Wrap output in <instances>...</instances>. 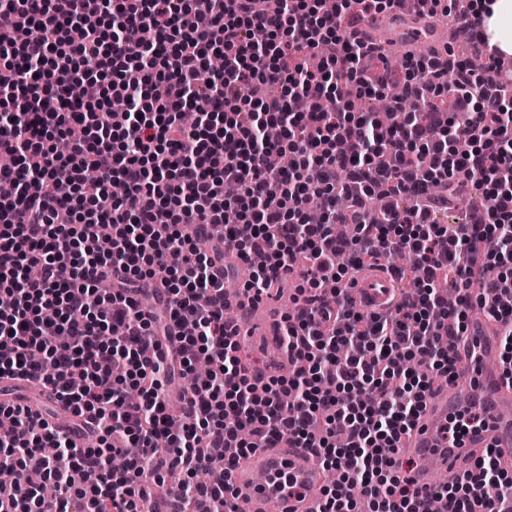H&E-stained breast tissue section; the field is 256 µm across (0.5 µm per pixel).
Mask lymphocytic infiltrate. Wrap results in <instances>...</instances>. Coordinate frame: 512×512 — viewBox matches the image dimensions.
Masks as SVG:
<instances>
[{
  "label": "lymphocytic infiltrate",
  "instance_id": "lymphocytic-infiltrate-1",
  "mask_svg": "<svg viewBox=\"0 0 512 512\" xmlns=\"http://www.w3.org/2000/svg\"><path fill=\"white\" fill-rule=\"evenodd\" d=\"M400 0H0L14 25L0 29V378L41 382L96 445L31 406L0 401V512H145L150 481L179 474L166 512H224L231 474L255 448L288 441L340 472L318 512H512V474L495 454L421 494L394 455L427 399L455 377L448 340L464 336L473 307L500 325L512 382V75L485 83L462 60L406 57L404 95L453 94V111L409 112L397 122L354 110L355 84L375 98L363 59L385 52L349 38L353 10ZM307 50L315 70L286 69ZM224 59L209 70L212 57ZM95 82L97 100L77 87ZM125 102L113 111V100ZM196 120H183L186 108ZM279 141L264 137L266 126ZM295 163L283 168L282 154ZM345 184H337V171ZM125 192L111 199L109 187ZM482 198L473 224H441L448 199L433 184ZM238 188L224 194L225 184ZM419 205L401 208L405 196ZM386 209L369 220L371 197ZM321 219L307 220L310 198ZM353 224L337 239L333 227ZM253 266L245 292L262 295L302 269L296 307L279 345L302 372L281 380L250 365L240 326L224 312V257ZM413 255L424 271L395 265ZM378 268L397 280L380 314L349 296V273ZM447 279V306L434 283ZM151 293L155 307L137 297ZM210 375L169 411L167 385L199 353ZM53 445L54 456L40 453ZM229 449L221 479L200 482L208 447ZM38 468L57 488L27 480Z\"/></svg>",
  "mask_w": 512,
  "mask_h": 512
}]
</instances>
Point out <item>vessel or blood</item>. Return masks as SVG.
I'll return each instance as SVG.
<instances>
[{
    "label": "vessel or blood",
    "mask_w": 512,
    "mask_h": 512,
    "mask_svg": "<svg viewBox=\"0 0 512 512\" xmlns=\"http://www.w3.org/2000/svg\"><path fill=\"white\" fill-rule=\"evenodd\" d=\"M355 40L375 44H398L441 51L445 42L435 20L413 10L394 8L383 13L362 15L349 27ZM224 299L240 304V290L249 273L240 262L224 265ZM300 275L289 276L287 287L276 290L273 299L259 305H243L244 316L256 311L265 314L264 333H277L276 313L280 298H294ZM397 286L391 275L380 269L363 270L357 277L354 294L365 310H385ZM458 376L429 401L409 436L404 437L414 461L412 476L417 488L429 489L440 473L462 472L492 451L503 465L512 464V385L504 381L500 369L499 328L489 320L472 322L463 339L452 341ZM481 405L485 419L470 431L459 447L448 445L445 427L450 415ZM324 469L319 458L306 448L256 449L232 473L240 496L251 503V512H317L313 489L321 487Z\"/></svg>",
    "instance_id": "vessel-or-blood-1"
}]
</instances>
